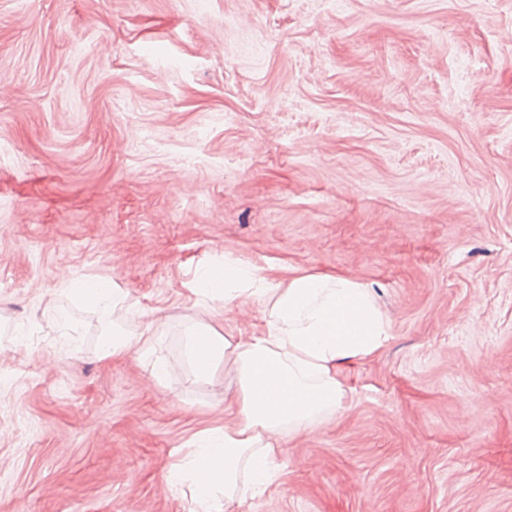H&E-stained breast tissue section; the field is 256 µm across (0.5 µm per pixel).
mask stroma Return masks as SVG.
Here are the masks:
<instances>
[{
    "mask_svg": "<svg viewBox=\"0 0 512 512\" xmlns=\"http://www.w3.org/2000/svg\"><path fill=\"white\" fill-rule=\"evenodd\" d=\"M227 258L390 324L230 512H512V0H0V512H187L239 384L186 336L270 310L196 294ZM81 288L68 290L84 304L92 307L104 320L121 310L128 301V292L112 279L94 278L83 281ZM139 344L138 336L126 333L121 329H113L110 336H107L102 352L104 358L121 357L129 353Z\"/></svg>",
    "mask_w": 512,
    "mask_h": 512,
    "instance_id": "35a3bbf8",
    "label": "stroma"
}]
</instances>
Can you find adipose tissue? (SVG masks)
Wrapping results in <instances>:
<instances>
[{"instance_id":"1","label":"adipose tissue","mask_w":512,"mask_h":512,"mask_svg":"<svg viewBox=\"0 0 512 512\" xmlns=\"http://www.w3.org/2000/svg\"><path fill=\"white\" fill-rule=\"evenodd\" d=\"M207 296L230 304L247 294L271 301L265 328L231 342L212 327L191 329L186 354L195 377L218 364L238 374L240 423L197 439L185 463L173 465L172 483L190 482L188 512H226L239 466H246L257 492L272 484L275 452L285 435L309 428L317 415L338 411L340 367L364 359L389 338V324L367 288L341 276L302 274L287 283L270 281L255 268L228 260L199 277ZM77 298L103 319L128 301L125 289L107 278L83 281Z\"/></svg>"}]
</instances>
